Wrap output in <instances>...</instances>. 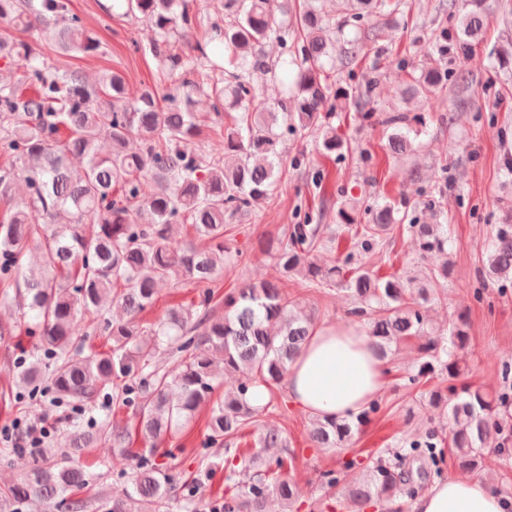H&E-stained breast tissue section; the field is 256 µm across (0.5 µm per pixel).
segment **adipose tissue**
I'll list each match as a JSON object with an SVG mask.
<instances>
[{
    "instance_id": "adipose-tissue-1",
    "label": "adipose tissue",
    "mask_w": 512,
    "mask_h": 512,
    "mask_svg": "<svg viewBox=\"0 0 512 512\" xmlns=\"http://www.w3.org/2000/svg\"><path fill=\"white\" fill-rule=\"evenodd\" d=\"M293 403L324 418L358 414L382 390L385 367L360 323L318 328L289 367ZM507 504L486 483L449 477L414 503L413 512H506Z\"/></svg>"
}]
</instances>
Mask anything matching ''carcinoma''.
<instances>
[{"label":"carcinoma","mask_w":512,"mask_h":512,"mask_svg":"<svg viewBox=\"0 0 512 512\" xmlns=\"http://www.w3.org/2000/svg\"><path fill=\"white\" fill-rule=\"evenodd\" d=\"M124 15L141 18L164 36L153 52L172 76L177 93L160 95L145 87L131 96L124 75L110 70L89 82L77 68L61 67L44 57L24 38L0 36V156L11 160L0 169V204L8 205L0 219V278L20 281L26 311L40 354L24 361L18 386L50 388L57 402L91 403L112 397L130 410L144 448L132 487L112 499L108 512H156L167 498L174 478L152 460L158 445L178 434L200 409L211 406L207 447H224V512H266L271 498L290 512L297 491L281 474L293 466V454L271 464L260 452L239 448L249 426L260 428L262 448H284L282 432L263 425L271 403L252 404L247 395L262 385L272 390L287 375L290 364L314 333V315L272 282L249 283L224 296V314L210 313L211 284L239 261L224 242V228L273 198L276 174L283 166L281 135H315L320 151L340 155L345 143L331 123L336 92L327 83L335 63L346 67L363 48L383 35V17L399 10L400 0H349L351 18L358 23L346 40L344 58L333 55L329 20L315 5L302 0L286 18L276 0H211L216 19L207 41L192 50H175L170 38H182L195 28L199 11L193 0H119ZM468 9L456 18L465 45L487 19L484 0H466ZM0 22L21 33L54 23L56 52L61 56L92 55L100 43L70 13L69 0H0ZM280 43L275 61L263 53L269 37ZM224 46V64L214 61L206 46ZM295 68L286 98L270 105L253 82L257 71L278 74ZM219 70L222 78L209 82ZM405 93L427 99L448 87V71L429 68L408 81ZM375 81L357 91L353 105L362 120L378 117L372 107ZM212 101L211 128L218 140L207 154L190 144L200 133L195 96ZM236 111L234 126L224 127V113ZM382 121L394 126L395 150H413V137L425 117L393 115ZM82 159L80 171L69 166ZM152 178L155 190L141 195L142 181ZM27 192L16 195L18 181ZM370 223L353 234V251L339 259L317 260L326 246L329 227L321 215L306 213L289 224L266 251L282 273L304 279L310 288L342 284L351 293L350 315L359 318L383 359L411 336L424 339L419 364L408 380L436 372L460 374L455 352L469 342L462 315L448 322V331L431 327L422 312L432 301L427 288H411L397 275L380 277L355 255L385 248L394 242L396 226L417 243L419 255L443 256L431 278L448 279V226L419 224L408 203L386 201L365 206ZM41 216L46 226L35 224ZM338 224L352 230L357 208L344 202ZM494 240L484 249L485 277L512 279V209L503 211ZM191 224L203 244L177 245L173 227ZM179 277L203 287L198 308L177 307L150 331V340L135 322L154 301L159 283ZM118 301L129 319L107 318ZM96 314L112 337L107 352L83 354L75 336L82 331V313ZM168 351L166 365L155 361ZM238 375L224 401L211 404L215 362ZM505 395L490 396L472 386L436 389L429 405L441 408L451 426L448 449L438 447L435 432L406 442L363 467L361 479L350 487L342 512H361L374 499L390 498L420 488L440 473L444 454L459 467L474 470L483 454L487 434L500 431L499 407ZM379 405L372 402L349 420L317 419L310 437L319 448H340L372 419ZM64 451L44 446L33 451L31 468L16 482L0 489V505L39 504L44 512L65 506L84 512L74 494L88 486L74 456L99 439L127 448L130 433L107 419L93 424L81 415L66 421Z\"/></svg>","instance_id":"1"}]
</instances>
